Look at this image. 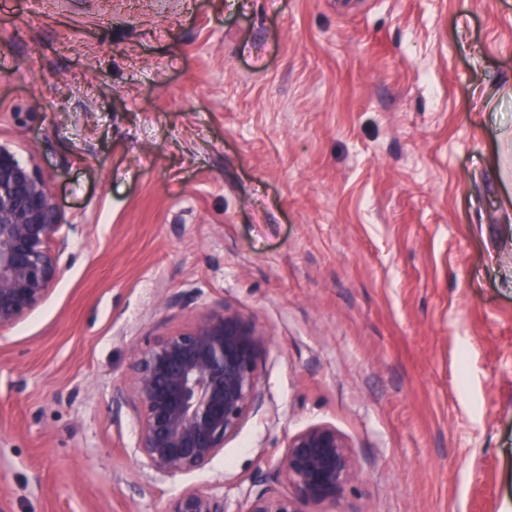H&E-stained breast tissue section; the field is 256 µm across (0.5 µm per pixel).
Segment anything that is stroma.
<instances>
[{"mask_svg":"<svg viewBox=\"0 0 512 512\" xmlns=\"http://www.w3.org/2000/svg\"><path fill=\"white\" fill-rule=\"evenodd\" d=\"M0 143L67 239L0 330V512H235L313 425L334 512H512V0H0ZM222 303L267 408L156 477L112 390ZM224 486L192 485L167 501L162 512H228Z\"/></svg>","mask_w":512,"mask_h":512,"instance_id":"1","label":"stroma"}]
</instances>
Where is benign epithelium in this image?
I'll return each instance as SVG.
<instances>
[{
    "label": "benign epithelium",
    "mask_w": 512,
    "mask_h": 512,
    "mask_svg": "<svg viewBox=\"0 0 512 512\" xmlns=\"http://www.w3.org/2000/svg\"><path fill=\"white\" fill-rule=\"evenodd\" d=\"M55 195L39 170L0 144V330L13 326L53 290L64 242ZM256 324L222 304L187 329L146 340L130 366L129 384L112 392L116 408L132 406L140 466L160 477L207 468L249 415L266 405L258 361L267 345ZM247 490L236 512H308L334 506L357 479L351 451L335 429L314 425L288 437L286 449ZM284 482L288 491L277 484ZM162 512H227L224 486L192 485Z\"/></svg>",
    "instance_id": "obj_1"
}]
</instances>
